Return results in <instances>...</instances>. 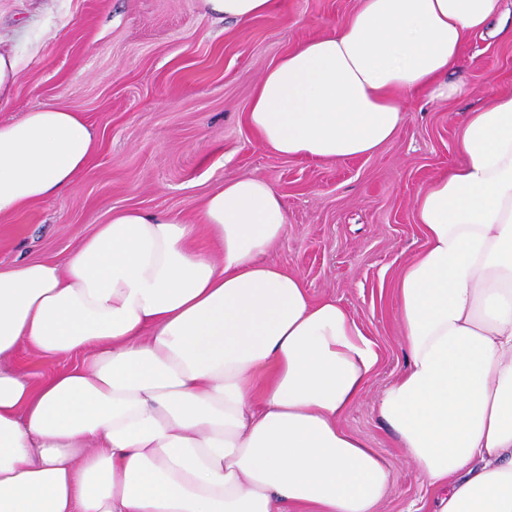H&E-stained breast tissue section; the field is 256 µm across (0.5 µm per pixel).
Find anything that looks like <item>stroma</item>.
<instances>
[{
	"label": "stroma",
	"instance_id": "1",
	"mask_svg": "<svg viewBox=\"0 0 512 512\" xmlns=\"http://www.w3.org/2000/svg\"><path fill=\"white\" fill-rule=\"evenodd\" d=\"M355 4L277 0L272 14L235 23L202 0H0V48L20 59L0 122L50 102L82 113L100 141L74 191L0 219V265L63 261L118 208L189 222L224 180H267L288 205V232L269 261L314 297L341 301L379 345L380 367L343 425L392 465L379 512H407L432 491L376 406L406 364L393 287L424 243L415 198L456 163L467 112L512 92V36L472 37L452 74L468 94L408 96L401 132L375 154L336 162L274 154L246 122L255 88L282 55L330 33Z\"/></svg>",
	"mask_w": 512,
	"mask_h": 512
}]
</instances>
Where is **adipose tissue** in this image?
Here are the masks:
<instances>
[{"label": "adipose tissue", "instance_id": "adipose-tissue-1", "mask_svg": "<svg viewBox=\"0 0 512 512\" xmlns=\"http://www.w3.org/2000/svg\"><path fill=\"white\" fill-rule=\"evenodd\" d=\"M247 22L274 0H202ZM505 0H358L264 73L247 114L286 158L340 161L448 99ZM99 142L46 103L0 123V219L71 191ZM459 164L416 197L422 249L394 301L407 364L379 396L432 512H512V93L468 113ZM288 231L265 179L225 180L195 222L125 208L64 263L0 266V512H378L388 460L341 421L381 354L350 310L265 254ZM66 368L41 383L20 348Z\"/></svg>", "mask_w": 512, "mask_h": 512}]
</instances>
